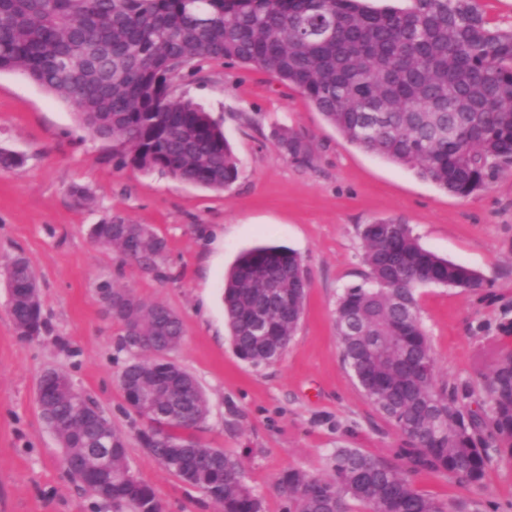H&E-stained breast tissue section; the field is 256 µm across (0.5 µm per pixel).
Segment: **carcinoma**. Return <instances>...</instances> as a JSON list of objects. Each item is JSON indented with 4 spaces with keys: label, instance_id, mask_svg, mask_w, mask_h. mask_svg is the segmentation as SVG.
Listing matches in <instances>:
<instances>
[{
    "label": "carcinoma",
    "instance_id": "obj_1",
    "mask_svg": "<svg viewBox=\"0 0 512 512\" xmlns=\"http://www.w3.org/2000/svg\"><path fill=\"white\" fill-rule=\"evenodd\" d=\"M228 61L263 69L298 88L326 123L358 148L415 170L466 198L512 171V30L493 28L476 0H412L375 10L363 0H0V73L19 71L72 104L79 124L121 146L120 165L158 171L220 191L238 177L224 131L190 98L174 94L186 73ZM282 150L308 163L309 143L281 128ZM367 282L344 289L335 313L344 363L405 447L394 459L337 448L330 475L288 469L276 481L283 512H480L474 499L441 500L415 487L421 472L481 487L494 458L512 459V350L473 383L443 384L422 324L416 289L461 288L497 300L473 269L420 245L395 218L361 229ZM91 242L158 277L166 243L149 226L111 215ZM13 290L16 330L46 326L27 258L0 264ZM309 281L301 258L280 246L242 254L224 283V315L237 356L278 362L295 335ZM98 294L121 325L128 354L120 387L144 420L142 447L201 493L216 512H264L243 466L194 434L207 399L195 377L169 359L181 318L109 281ZM71 380L51 370L38 385L47 428L74 462L69 477L112 512H162L151 485L130 476L127 441L102 427L91 400L78 407ZM111 437L107 488L93 477L100 438Z\"/></svg>",
    "mask_w": 512,
    "mask_h": 512
}]
</instances>
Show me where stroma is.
<instances>
[{"instance_id":"35a3bbf8","label":"stroma","mask_w":512,"mask_h":512,"mask_svg":"<svg viewBox=\"0 0 512 512\" xmlns=\"http://www.w3.org/2000/svg\"><path fill=\"white\" fill-rule=\"evenodd\" d=\"M178 90L211 113L233 146L239 174L224 191L117 166L111 143L81 127L70 103L22 73H0V148L24 159L20 170H0V259L29 260L46 320L38 339H19L0 282V512H99L64 471L41 418L37 387L48 369L66 373L110 417L127 439L131 470L166 512H214L136 438L143 422L125 410L118 373L126 355L116 347L119 324L98 301L101 280L182 318L185 335L172 358L206 394L198 435L241 460L266 512H282L274 485L285 469L325 476L335 448L388 459L402 445L345 365L334 325L338 295L366 272L362 225L402 219L425 248L476 270L498 294L497 303L482 304L458 288H418L440 381H475L499 347L498 324L512 319V172L470 197L448 194L348 143L296 87L251 66L214 61ZM280 127L309 141L310 163L278 146ZM74 186L87 201L71 196ZM110 215L165 239V278L91 243L89 227ZM260 244L301 256L310 287L283 358L256 367L231 346L222 285L237 256ZM415 485L442 499L474 496L485 512H512L510 460L496 461L471 493L430 473L418 474Z\"/></svg>"}]
</instances>
